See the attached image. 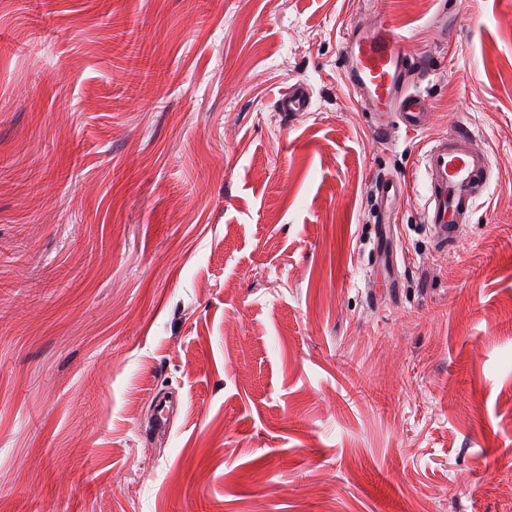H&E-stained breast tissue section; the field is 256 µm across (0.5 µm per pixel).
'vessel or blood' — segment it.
Returning <instances> with one entry per match:
<instances>
[{
	"mask_svg": "<svg viewBox=\"0 0 512 512\" xmlns=\"http://www.w3.org/2000/svg\"><path fill=\"white\" fill-rule=\"evenodd\" d=\"M341 53L356 106L366 112L378 140H385L393 127L407 131L428 127L432 104L418 88L426 62L414 58L407 38L390 19L380 14L373 23L358 20L347 25ZM310 108V92L299 82L289 85L276 101L277 111L287 118ZM472 138L468 127H456L433 139L421 158L426 175L424 223L441 251L455 243L464 216L488 184V158L471 149ZM405 193V184L383 175L376 179L371 199L384 214Z\"/></svg>",
	"mask_w": 512,
	"mask_h": 512,
	"instance_id": "b4317fda",
	"label": "vessel or blood"
}]
</instances>
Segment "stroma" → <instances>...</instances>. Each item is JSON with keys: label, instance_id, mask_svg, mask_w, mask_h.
Here are the masks:
<instances>
[{"label": "stroma", "instance_id": "stroma-1", "mask_svg": "<svg viewBox=\"0 0 512 512\" xmlns=\"http://www.w3.org/2000/svg\"><path fill=\"white\" fill-rule=\"evenodd\" d=\"M379 8L434 112L388 145L360 0H0V512H512V0ZM459 125L490 179L439 252L420 158ZM310 108V92L307 86L300 82L289 85L279 94L276 101V112H281V115L289 119L297 112H309ZM406 194V186L391 176L383 175L376 179L371 199L377 211L384 215L392 205Z\"/></svg>", "mask_w": 512, "mask_h": 512}]
</instances>
